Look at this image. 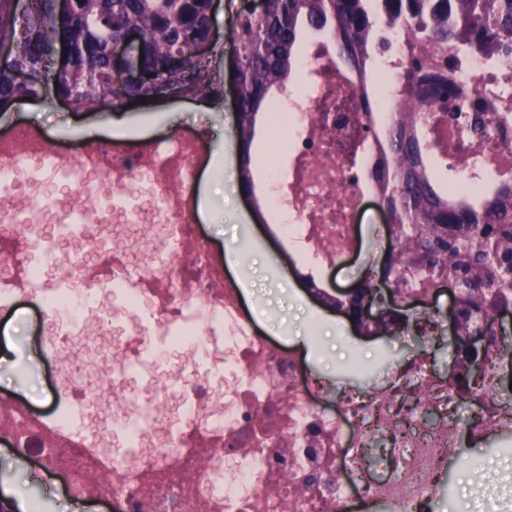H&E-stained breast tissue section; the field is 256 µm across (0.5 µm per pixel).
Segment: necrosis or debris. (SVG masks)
Segmentation results:
<instances>
[{
	"mask_svg": "<svg viewBox=\"0 0 512 512\" xmlns=\"http://www.w3.org/2000/svg\"><path fill=\"white\" fill-rule=\"evenodd\" d=\"M408 55L399 44L376 73L378 102L404 92ZM302 72L307 93L286 95L272 126L298 167L334 159L302 190L282 186L281 232L309 264L339 267L375 197L362 181L377 150L338 153L323 130L347 133L352 115L321 108L336 75L319 53ZM510 73L511 57L466 61L457 104L498 103ZM207 153L193 132L86 141L72 156L33 126L0 137V200L28 202L0 212V310L40 305L55 363L51 407L0 396V442L69 497L119 512H432L461 442L512 431V341L486 351L484 389L467 399L422 355L328 399L294 351L255 329L225 253L195 224Z\"/></svg>",
	"mask_w": 512,
	"mask_h": 512,
	"instance_id": "4bbe7bcc",
	"label": "necrosis or debris"
}]
</instances>
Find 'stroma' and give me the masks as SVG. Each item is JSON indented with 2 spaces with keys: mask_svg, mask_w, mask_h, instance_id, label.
I'll use <instances>...</instances> for the list:
<instances>
[{
  "mask_svg": "<svg viewBox=\"0 0 512 512\" xmlns=\"http://www.w3.org/2000/svg\"><path fill=\"white\" fill-rule=\"evenodd\" d=\"M126 118L139 125L133 143L160 141L181 132H195L209 144L211 160L201 167L197 182V223L215 237L226 253L241 250L239 263L229 274L242 290L244 302L257 328L274 340L294 348L307 370L326 382L329 391L353 386H379L390 369L407 357L398 336L358 331L344 315L313 299L301 278L299 254L287 251L269 225L252 219V210L239 187V153L235 148L234 106L231 95L197 106L194 99L165 97L131 107ZM109 111L76 112L61 104L34 111L18 102L0 109V134L20 124L39 125L49 138L74 145L88 139L117 140ZM226 155L229 167L216 169L212 159ZM384 215L377 202L364 206L357 228L359 249L339 269L320 273L326 290H344L365 275L379 272L388 248ZM275 259L287 282L273 278L268 259ZM40 317L33 306L17 313L0 312V394H13L40 402L48 395L52 360L39 336ZM482 460L483 481L474 485L472 460ZM10 448L0 444V495L13 491L32 501L37 512H101L93 504L65 496L59 481L44 477L32 466H18ZM447 491L441 492L435 512H512V432L492 438L463 441L448 469Z\"/></svg>",
  "mask_w": 512,
  "mask_h": 512,
  "instance_id": "1",
  "label": "stroma"
}]
</instances>
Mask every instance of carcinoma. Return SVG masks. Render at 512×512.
<instances>
[{
	"instance_id": "obj_1",
	"label": "carcinoma",
	"mask_w": 512,
	"mask_h": 512,
	"mask_svg": "<svg viewBox=\"0 0 512 512\" xmlns=\"http://www.w3.org/2000/svg\"><path fill=\"white\" fill-rule=\"evenodd\" d=\"M234 26L239 181L253 196L256 213L261 210L251 147L257 120L275 108L299 45L315 30L358 80L364 112L352 152L371 135L382 155L370 177L396 231L392 261L384 268L389 287L409 296L438 279H454L461 285L457 331L472 333L477 319L486 317V282L512 289V183L480 191L473 203L449 193L437 167H448L451 147L431 129L422 134L420 103L407 93L398 95L383 123L370 83L377 61L400 32L410 47L407 81L426 74L431 105L448 111L451 71L460 59L477 56L492 65L512 54V0H265L258 16L237 11ZM211 27V0H69L65 11L59 0H32L22 19L14 14L13 0H0V45L10 46V54L0 59V104L38 100L45 82L54 83L77 111L106 104L118 112L134 100L169 92L216 98L224 76L193 50ZM129 28L143 35L140 65L156 74L153 83L111 80V69L121 62L110 55L111 44ZM60 43L68 46L63 60ZM18 69L31 73L28 85L15 84ZM475 381L470 371L448 379L462 396L473 393Z\"/></svg>"
}]
</instances>
